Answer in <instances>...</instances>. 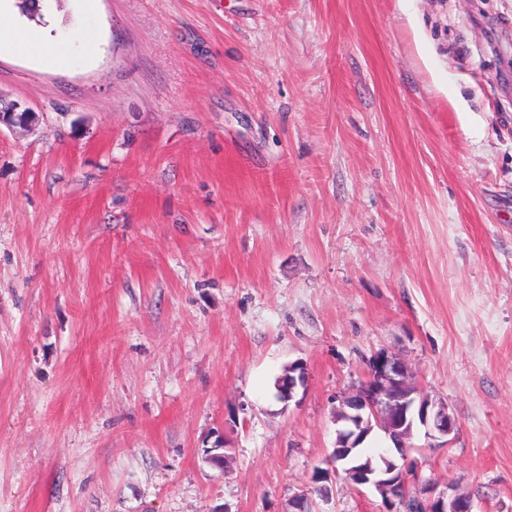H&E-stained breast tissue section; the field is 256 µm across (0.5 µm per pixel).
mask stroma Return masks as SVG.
<instances>
[{
	"label": "stroma",
	"instance_id": "obj_1",
	"mask_svg": "<svg viewBox=\"0 0 512 512\" xmlns=\"http://www.w3.org/2000/svg\"><path fill=\"white\" fill-rule=\"evenodd\" d=\"M44 9L70 65L0 54L37 115L0 129V512H378L312 477L383 351L459 421L422 477L512 512V0ZM307 376L306 366L302 362H293L288 365L285 377L277 384L279 396L288 401L293 397L295 388L304 385ZM285 381V385H284ZM284 386V387H283Z\"/></svg>",
	"mask_w": 512,
	"mask_h": 512
}]
</instances>
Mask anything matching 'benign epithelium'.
I'll use <instances>...</instances> for the list:
<instances>
[{
    "label": "benign epithelium",
    "instance_id": "obj_1",
    "mask_svg": "<svg viewBox=\"0 0 512 512\" xmlns=\"http://www.w3.org/2000/svg\"><path fill=\"white\" fill-rule=\"evenodd\" d=\"M11 129L30 131L35 124V113L20 109L16 102H6L0 98V125ZM306 366L301 362L288 365L283 381L277 384L279 396L291 399L295 388L305 383ZM418 392L412 381V371L400 359L380 352L371 361L367 378L348 391L335 396L336 417L343 425L336 432V446L329 457V463L343 457L344 449L351 447L362 432L377 427L384 431L396 451L405 460L398 476L391 477L392 471L374 470L368 465L346 471L347 479L355 485V490L364 486L375 487L382 496L380 512H401L397 507L398 495L413 497L424 512H474L473 498L457 491L453 485L439 489L430 481L422 480L408 462L407 450L410 445L406 437L414 422L430 427L432 437L442 438L450 445L458 432L459 424L455 416L443 404H435L426 397L416 402L411 396ZM226 441L217 440V445L205 450L202 461L222 469L229 456L223 445Z\"/></svg>",
    "mask_w": 512,
    "mask_h": 512
}]
</instances>
